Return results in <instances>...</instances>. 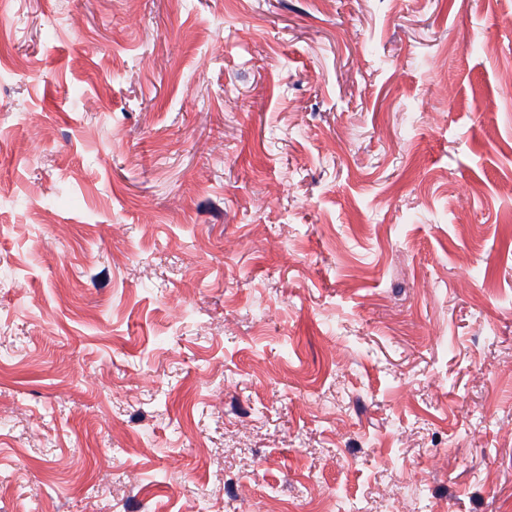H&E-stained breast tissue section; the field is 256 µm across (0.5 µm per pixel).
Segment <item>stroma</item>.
<instances>
[{"label": "stroma", "instance_id": "35a3bbf8", "mask_svg": "<svg viewBox=\"0 0 512 512\" xmlns=\"http://www.w3.org/2000/svg\"><path fill=\"white\" fill-rule=\"evenodd\" d=\"M512 512V0H0V512Z\"/></svg>", "mask_w": 512, "mask_h": 512}]
</instances>
